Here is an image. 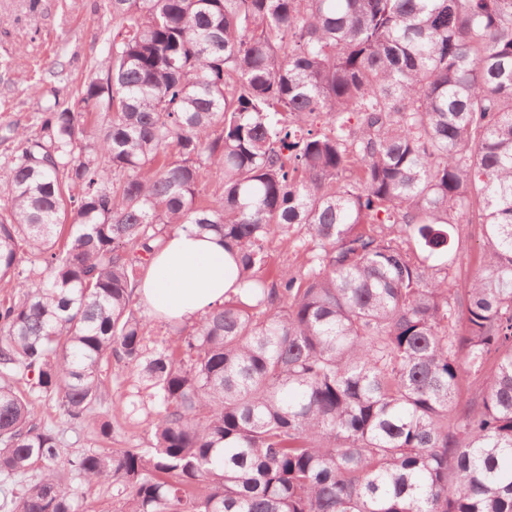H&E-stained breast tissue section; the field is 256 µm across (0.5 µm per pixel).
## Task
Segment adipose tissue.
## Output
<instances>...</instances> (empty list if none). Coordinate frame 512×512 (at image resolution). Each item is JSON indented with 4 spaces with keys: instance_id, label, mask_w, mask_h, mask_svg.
<instances>
[{
    "instance_id": "adipose-tissue-1",
    "label": "adipose tissue",
    "mask_w": 512,
    "mask_h": 512,
    "mask_svg": "<svg viewBox=\"0 0 512 512\" xmlns=\"http://www.w3.org/2000/svg\"><path fill=\"white\" fill-rule=\"evenodd\" d=\"M234 285V262L219 236L177 231L151 258L136 293L158 315L195 320L222 305Z\"/></svg>"
}]
</instances>
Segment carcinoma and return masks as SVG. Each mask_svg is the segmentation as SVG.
Returning a JSON list of instances; mask_svg holds the SVG:
<instances>
[{"mask_svg":"<svg viewBox=\"0 0 512 512\" xmlns=\"http://www.w3.org/2000/svg\"><path fill=\"white\" fill-rule=\"evenodd\" d=\"M106 12L101 76L0 127V512H77L86 484L121 512H512V0ZM190 228L247 299L155 338L134 289ZM301 232L300 267L258 276ZM113 364L152 443L73 455L35 403L87 424ZM453 276L462 281L480 265L482 258V238L479 224H453L451 229Z\"/></svg>","mask_w":512,"mask_h":512,"instance_id":"cac0c4a2","label":"carcinoma"}]
</instances>
